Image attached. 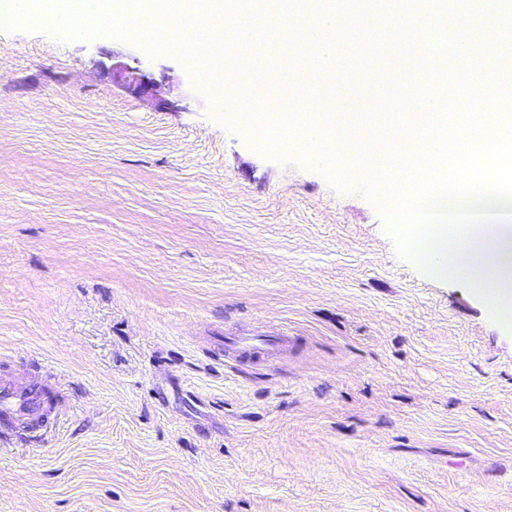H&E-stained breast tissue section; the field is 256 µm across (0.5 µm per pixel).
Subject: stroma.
<instances>
[{"mask_svg":"<svg viewBox=\"0 0 512 512\" xmlns=\"http://www.w3.org/2000/svg\"><path fill=\"white\" fill-rule=\"evenodd\" d=\"M319 78L376 109L389 44ZM142 65L153 96L116 64ZM192 64L0 29V512H512V327L400 254L366 175L262 154ZM286 348L234 361L224 340ZM20 386L14 381L0 383V417L17 426L33 428L29 420L41 411L44 397L36 386Z\"/></svg>","mask_w":512,"mask_h":512,"instance_id":"obj_1","label":"stroma"}]
</instances>
